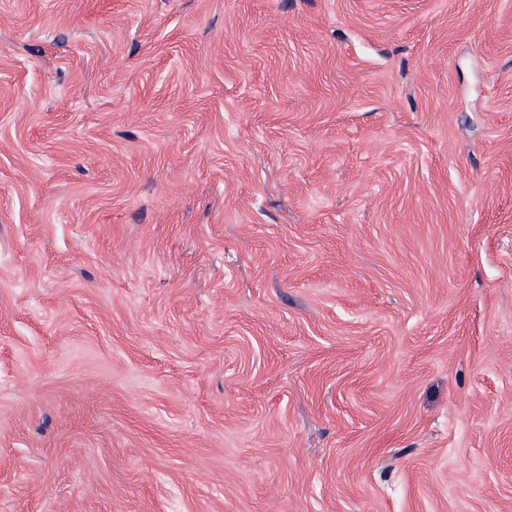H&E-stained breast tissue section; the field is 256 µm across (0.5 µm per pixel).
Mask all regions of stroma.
<instances>
[{"label": "stroma", "instance_id": "stroma-1", "mask_svg": "<svg viewBox=\"0 0 512 512\" xmlns=\"http://www.w3.org/2000/svg\"><path fill=\"white\" fill-rule=\"evenodd\" d=\"M0 512H512V0H0Z\"/></svg>", "mask_w": 512, "mask_h": 512}]
</instances>
